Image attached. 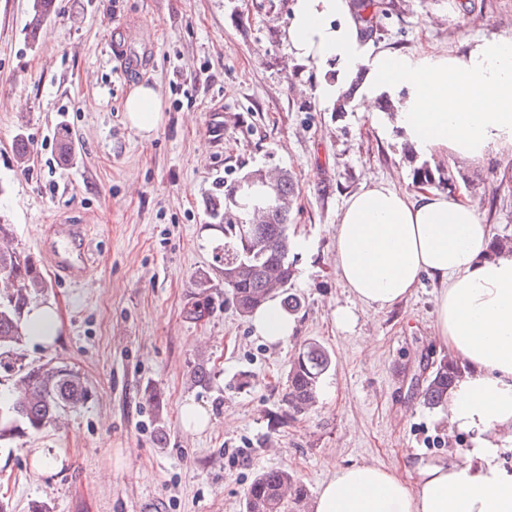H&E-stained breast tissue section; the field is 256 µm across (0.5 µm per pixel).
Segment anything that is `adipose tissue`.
<instances>
[{"label":"adipose tissue","instance_id":"1","mask_svg":"<svg viewBox=\"0 0 512 512\" xmlns=\"http://www.w3.org/2000/svg\"><path fill=\"white\" fill-rule=\"evenodd\" d=\"M289 50L323 74L313 93L335 102L351 82L371 122L389 97L404 141L433 157L477 161L512 148V33L476 41L462 53L393 55L360 32L351 0H292ZM123 110L129 126L150 138L163 120L154 88L136 85ZM491 233L466 191L450 197L429 187L409 192L388 181L365 184L344 202L336 225L337 274L364 307L385 311L410 297L422 277L440 285L435 328L463 361L450 390L448 423L469 433L466 456L413 455L404 474L372 464L336 471L313 512H512V254L489 255ZM257 336L288 342L296 329L278 301L252 316ZM62 331L53 301L31 304L25 339L52 348Z\"/></svg>","mask_w":512,"mask_h":512}]
</instances>
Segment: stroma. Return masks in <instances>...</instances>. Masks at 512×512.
Wrapping results in <instances>:
<instances>
[{"mask_svg":"<svg viewBox=\"0 0 512 512\" xmlns=\"http://www.w3.org/2000/svg\"><path fill=\"white\" fill-rule=\"evenodd\" d=\"M371 40L396 54L465 51L512 31V0H385ZM291 0H55L29 37L30 0H0V222L49 283L63 330L53 349L22 344L26 362L65 364L91 387L57 425L0 444V499L11 512H244L256 474L293 471L312 512L336 470L370 463L403 471L410 456L467 449L444 410L424 406L411 378L421 356L448 350L434 332L439 287L422 279L398 306L373 312L336 275L335 224L349 194L375 180L413 188L398 131L357 109L338 113L313 94L316 72L288 50ZM143 60L126 73L113 41ZM153 85L164 118L141 138L126 123L133 86ZM29 150L16 162L15 142ZM492 234L512 237V152L446 161ZM256 168L291 171L289 233L298 331L272 346L224 290L206 207L217 181ZM86 224L89 270L61 281L44 241L50 224ZM350 307L354 326L337 328ZM332 354L316 407L282 415L281 383L299 347ZM210 380L195 382L196 369ZM202 404L213 425H181ZM31 448H60L58 471L28 469ZM182 412V426L187 433H198L212 425L208 411L192 401L185 402Z\"/></svg>","mask_w":512,"mask_h":512,"instance_id":"35a3bbf8","label":"stroma"}]
</instances>
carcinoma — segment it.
<instances>
[{
    "label": "carcinoma",
    "instance_id": "carcinoma-1",
    "mask_svg": "<svg viewBox=\"0 0 512 512\" xmlns=\"http://www.w3.org/2000/svg\"><path fill=\"white\" fill-rule=\"evenodd\" d=\"M52 10L53 0H32L27 23L30 37H36ZM249 180L253 187L246 193L238 190L236 182L224 186V202L216 201L211 207V218L223 227L224 268H236L224 278V287L243 317L273 297L280 298L287 312L295 313L302 307V299L292 288L295 264L290 258L293 242L288 232L294 196L292 175L279 171L271 188L257 179L254 170L241 177L243 183ZM413 180L431 185L444 180L451 183L453 177H437L423 162L413 168ZM256 206L267 209L268 218L251 224L248 214ZM12 241L11 225L0 224V368L14 377L13 400L0 406V441L26 429L40 432L54 427L62 412L84 405L91 393L87 379L78 371L64 364L26 363L17 351L24 311L48 289V282L36 259L13 247ZM332 365V355L322 344L307 342L299 348L279 393L287 418L295 420L313 409L322 379ZM422 372L423 404L442 406L460 376L459 365L446 358L425 361ZM306 495L293 473L270 468L252 480L244 512H290V505H299Z\"/></svg>",
    "mask_w": 512,
    "mask_h": 512
}]
</instances>
